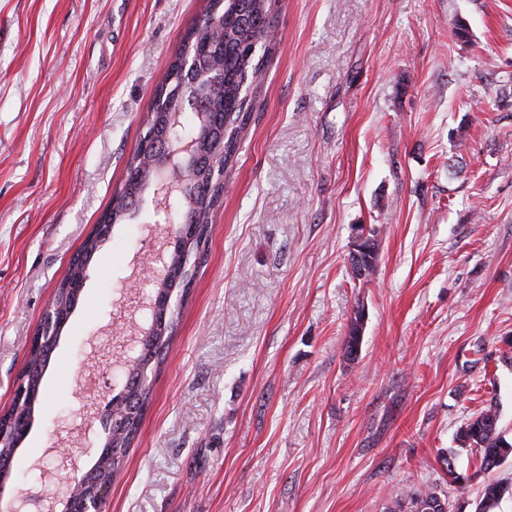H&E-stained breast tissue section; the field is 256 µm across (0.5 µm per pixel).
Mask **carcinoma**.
<instances>
[{
	"label": "carcinoma",
	"instance_id": "obj_1",
	"mask_svg": "<svg viewBox=\"0 0 512 512\" xmlns=\"http://www.w3.org/2000/svg\"><path fill=\"white\" fill-rule=\"evenodd\" d=\"M278 0H209L206 13L195 23L187 34L177 56L164 73L147 115L146 128L167 112H178L182 108L187 74L183 61L198 51L194 38L196 27L216 23L224 26V42L209 49V56L215 69L224 76L222 95L212 103L213 111L220 113L224 125V137L217 141L209 138V132H202V144L217 164L230 168L239 149L243 133L252 116L251 88L264 79L266 58L272 50L271 33ZM138 175L127 170L121 188L114 192L109 207L102 216L117 225L127 221L124 200L139 188L140 184L153 179V174L135 166ZM224 194V187L212 185L209 190L197 191L193 204L187 213L194 217L198 233L174 244L167 260L166 280L169 287L187 292L191 284L190 267L198 264L202 246L211 230V217ZM104 241L85 237L81 248L69 263L68 271L58 286L54 307L66 311L73 305L76 295L65 292L68 282L81 281ZM174 330V309L160 307L156 311V328L152 335L144 336L139 342L138 355L126 366L127 381L123 394L116 398L117 408L112 415V434L108 435L96 461L90 468L103 484L112 481L121 469V463L140 428L143 407L149 397L148 372L162 361L172 340ZM50 357H33L27 361L21 376L25 378L27 394L17 414L19 427L14 434L5 433L0 443V455L15 456L18 443L34 421L35 411L41 399V386ZM459 440L476 449L480 456L479 472L486 474L497 468L512 455V441L499 428L495 403H490L474 420L459 432ZM512 495V486L497 480L484 482L482 497L475 504L474 512H492L505 494ZM438 495L433 491L414 492L405 498L407 512H428L430 503Z\"/></svg>",
	"mask_w": 512,
	"mask_h": 512
}]
</instances>
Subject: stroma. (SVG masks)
Instances as JSON below:
<instances>
[{
    "mask_svg": "<svg viewBox=\"0 0 512 512\" xmlns=\"http://www.w3.org/2000/svg\"><path fill=\"white\" fill-rule=\"evenodd\" d=\"M206 7L0 0V410ZM276 16L257 119L103 512H402L426 490L473 512L484 478L459 430L492 401L512 439V0H279ZM155 222L145 199L92 262L0 512L20 489L60 495V457L86 470L102 448L87 408L125 376L93 349L154 292ZM359 224L379 230L366 279ZM365 225H359L355 228V233L350 247V260L353 266L362 274H365L363 262L368 259V255L372 252V242L368 239ZM355 268H352L355 273Z\"/></svg>",
    "mask_w": 512,
    "mask_h": 512,
    "instance_id": "35a3bbf8",
    "label": "stroma"
}]
</instances>
